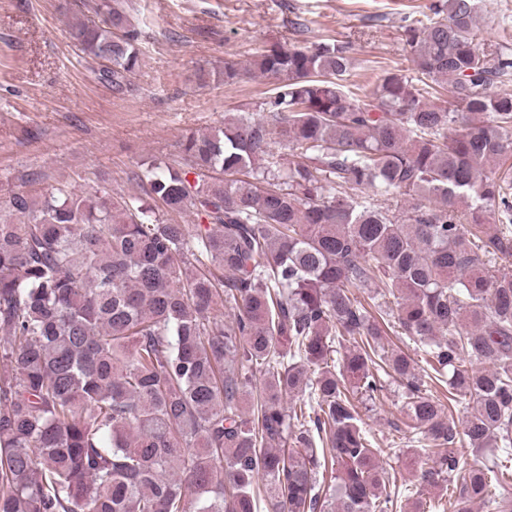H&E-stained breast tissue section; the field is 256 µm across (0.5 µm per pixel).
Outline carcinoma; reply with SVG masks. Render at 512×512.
Listing matches in <instances>:
<instances>
[{
	"label": "carcinoma",
	"instance_id": "cac0c4a2",
	"mask_svg": "<svg viewBox=\"0 0 512 512\" xmlns=\"http://www.w3.org/2000/svg\"><path fill=\"white\" fill-rule=\"evenodd\" d=\"M430 12L403 27L415 80L348 82L338 41L224 62V84L250 73L273 93L186 136L183 166L138 174L197 224L106 188L10 198L0 512H389L410 490L359 419L388 382L428 457L416 494L451 489L434 512H512V273L487 268L512 260V171L496 169L512 93L493 90L512 49L480 48L478 0ZM95 13L70 37L120 91L139 32L112 0ZM390 334L432 373L385 349ZM430 381L472 399L463 427ZM458 443L497 454L461 467Z\"/></svg>",
	"mask_w": 512,
	"mask_h": 512
}]
</instances>
